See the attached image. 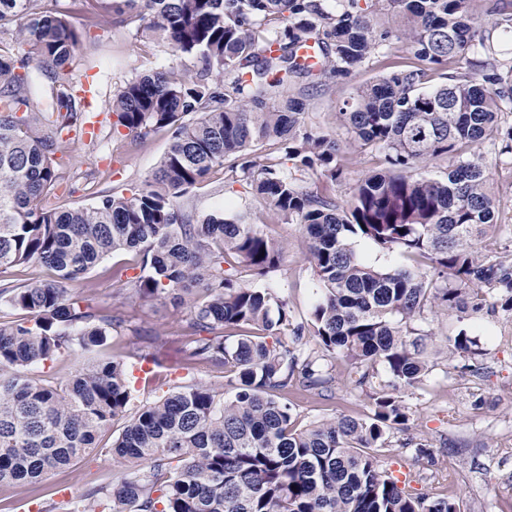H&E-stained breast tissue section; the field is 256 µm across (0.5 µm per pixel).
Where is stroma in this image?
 <instances>
[{
  "label": "stroma",
  "instance_id": "obj_1",
  "mask_svg": "<svg viewBox=\"0 0 512 512\" xmlns=\"http://www.w3.org/2000/svg\"><path fill=\"white\" fill-rule=\"evenodd\" d=\"M71 23L83 33L82 44L66 75L76 82L92 78L99 112L108 111L113 94L144 66L175 68L183 76L195 75V57H174L168 46L153 39L134 37L102 15L96 26H87L79 12H71ZM379 71L368 64L347 83H326L310 102L306 122L332 132L339 144L348 136L336 117L354 86L371 80ZM169 137L150 136L140 149H132L125 133L113 132L109 123L99 124L96 134L72 144H63L68 182L60 191L67 207L91 203L96 196L124 191L142 182L167 149ZM490 173V185L498 202L497 221L512 226V156L498 147L479 146ZM197 214L249 213L253 223L264 225L288 249V271L275 275L271 285L286 295L295 320L308 317L314 301L313 273L306 260L307 240L298 224L272 215L244 183L227 184L223 169H216L193 195ZM129 253L105 258L89 276L91 298L102 305L115 302L121 284L112 277L116 265H132ZM128 314L132 328L148 331L140 340L143 357L131 355L128 336L110 339L103 354L124 361L131 374L133 402L143 405L160 399L178 387L201 383L216 391L226 389L223 370L184 363L185 340L180 325L186 308L167 298L135 302ZM443 352L433 360V372L425 388L405 395L410 420L397 431L389 446L380 449L379 463L394 476L408 481V488L433 497H448L459 512H512V314L501 308L484 307L480 312L451 311L432 323ZM466 336L476 353L460 356L454 341ZM152 358L150 372L141 369L143 358ZM344 361L336 363L338 386L333 398L293 396L298 427L323 418L347 414H369L364 396L344 386ZM431 448L436 461H414L413 445ZM114 467L109 454L85 455L76 464L51 473L35 488L0 487V512H67L71 501L110 486Z\"/></svg>",
  "mask_w": 512,
  "mask_h": 512
}]
</instances>
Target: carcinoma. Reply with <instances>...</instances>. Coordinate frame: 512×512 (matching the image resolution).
<instances>
[{
  "label": "carcinoma",
  "instance_id": "obj_1",
  "mask_svg": "<svg viewBox=\"0 0 512 512\" xmlns=\"http://www.w3.org/2000/svg\"><path fill=\"white\" fill-rule=\"evenodd\" d=\"M382 0H71L87 23L102 13L134 36L193 55L194 77L145 68L112 98V130L133 148L165 131L169 146L141 184L67 208L57 157L89 121L79 87L63 79L81 40L57 0H0V35L16 17L21 56L0 49V270L41 265L54 278L0 277V486H34L96 449L116 464L103 492L111 512H457L452 500L412 493L382 469L376 450L409 420L398 389L423 385L431 366L416 327L424 313L512 311V263L476 248L496 227L484 142L512 154V59L495 41L512 34V0L474 22L473 0H387L392 24L373 22ZM405 39L416 59L388 64L339 108L349 140L378 154L346 204L334 188L348 158L305 122L314 92L345 81ZM315 42L316 61L300 54ZM442 82L422 90L430 75ZM273 144L295 177L257 150ZM448 162L442 180L424 176ZM245 182L270 211L300 225L318 298L293 322L288 301L255 279L287 265L284 244L235 217L195 218L193 190L213 170ZM365 240L399 260L371 263ZM129 252L139 274L110 306L74 295L110 254ZM189 303L180 327L188 366L229 368L226 396L188 384L131 407L125 364L98 357L65 380L32 367L63 353H97L128 330L126 301ZM368 397L363 417L340 414L294 428L288 396L330 399L333 361ZM388 386L375 385L379 371ZM124 426L111 443L115 422Z\"/></svg>",
  "mask_w": 512,
  "mask_h": 512
}]
</instances>
